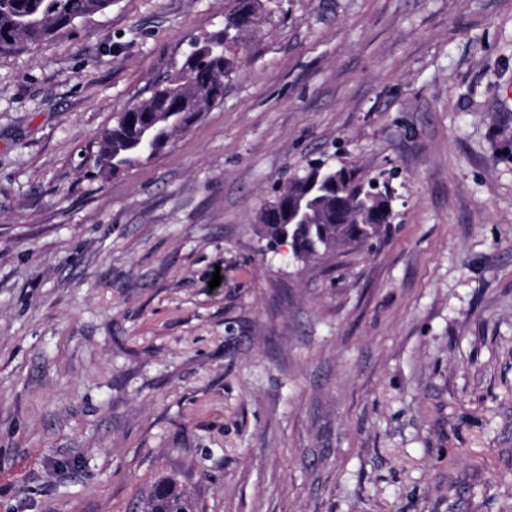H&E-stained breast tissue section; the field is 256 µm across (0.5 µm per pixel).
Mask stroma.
Returning <instances> with one entry per match:
<instances>
[{
  "mask_svg": "<svg viewBox=\"0 0 512 512\" xmlns=\"http://www.w3.org/2000/svg\"><path fill=\"white\" fill-rule=\"evenodd\" d=\"M232 5L0 54V512H136L165 475L198 512H512V0H261L223 99L100 173ZM317 159L394 173L376 248L264 251Z\"/></svg>",
  "mask_w": 512,
  "mask_h": 512,
  "instance_id": "35a3bbf8",
  "label": "stroma"
}]
</instances>
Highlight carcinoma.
I'll return each instance as SVG.
<instances>
[{"mask_svg":"<svg viewBox=\"0 0 512 512\" xmlns=\"http://www.w3.org/2000/svg\"><path fill=\"white\" fill-rule=\"evenodd\" d=\"M233 2L223 30L193 38L195 51L101 133L94 155L99 171L118 173L152 160L174 135L223 98L224 79L236 64L231 51L236 41L228 34L258 7V0ZM110 6L112 0H0V53L71 32L78 21ZM273 192L289 207L302 200L311 211L307 224L288 223L285 212L279 224L258 218L257 233L268 249L286 238L298 262L318 259L342 245L377 240L392 223L386 211L389 183L364 181L352 165H309L275 185ZM141 512H197L194 490L173 476H163L146 494Z\"/></svg>","mask_w":512,"mask_h":512,"instance_id":"1","label":"carcinoma"}]
</instances>
